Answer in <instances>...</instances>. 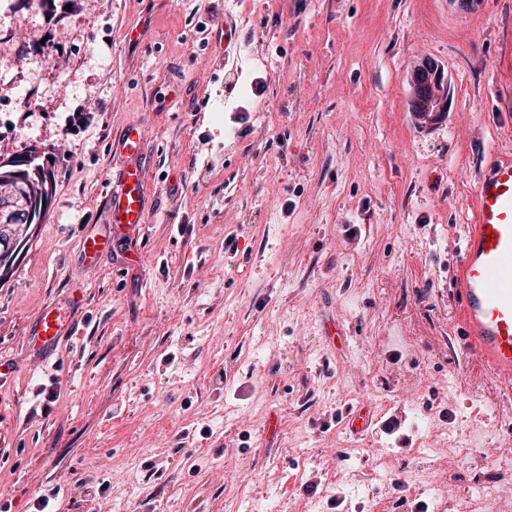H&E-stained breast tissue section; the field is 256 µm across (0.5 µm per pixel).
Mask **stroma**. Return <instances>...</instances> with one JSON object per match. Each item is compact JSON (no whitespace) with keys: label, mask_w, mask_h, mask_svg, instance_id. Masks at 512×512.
<instances>
[{"label":"stroma","mask_w":512,"mask_h":512,"mask_svg":"<svg viewBox=\"0 0 512 512\" xmlns=\"http://www.w3.org/2000/svg\"><path fill=\"white\" fill-rule=\"evenodd\" d=\"M209 7L0 8V38L30 48L0 51V158L37 157L52 188L0 281V499L512 512V393L453 344L448 298L478 172L512 156V0H224L225 51ZM425 58L448 110L422 126L408 77ZM136 120L132 236L104 191ZM88 231L108 243L92 266ZM50 305L69 321L45 356L31 328ZM357 401L379 417L364 435L344 418Z\"/></svg>","instance_id":"35a3bbf8"}]
</instances>
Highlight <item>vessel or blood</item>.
<instances>
[{
    "label": "vessel or blood",
    "mask_w": 512,
    "mask_h": 512,
    "mask_svg": "<svg viewBox=\"0 0 512 512\" xmlns=\"http://www.w3.org/2000/svg\"><path fill=\"white\" fill-rule=\"evenodd\" d=\"M144 130L131 123L119 139L117 175L109 183V223L145 224L147 179L141 163ZM475 217L452 270L460 347L478 358L490 375L512 383V158L495 159L483 171L474 195ZM68 320L52 306L34 321L42 347L55 346Z\"/></svg>",
    "instance_id": "1"
}]
</instances>
